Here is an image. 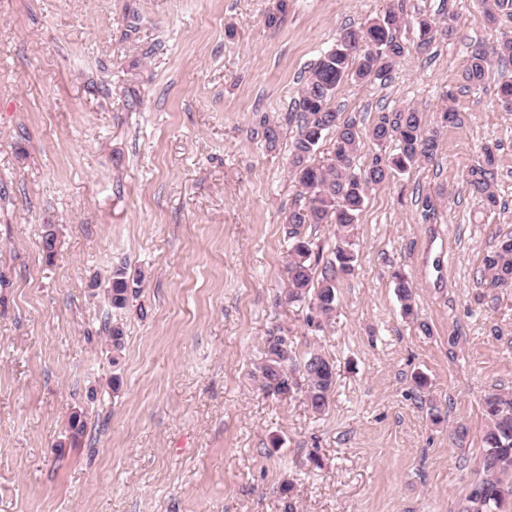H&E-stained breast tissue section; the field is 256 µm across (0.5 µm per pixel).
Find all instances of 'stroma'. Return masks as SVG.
<instances>
[{
    "instance_id": "1",
    "label": "stroma",
    "mask_w": 512,
    "mask_h": 512,
    "mask_svg": "<svg viewBox=\"0 0 512 512\" xmlns=\"http://www.w3.org/2000/svg\"><path fill=\"white\" fill-rule=\"evenodd\" d=\"M276 5L0 0V512H284L286 481L296 512H461L480 479L482 399L512 389V284L483 273L512 232V112L498 100L512 64L478 86L462 74L512 18L489 24L476 0H288L270 28ZM391 6L405 54L333 105L361 128L414 107L439 150L367 192L355 271L315 339L337 372L316 415L250 375L272 327L312 340L280 299L297 128L270 150L262 122L285 117L341 29ZM129 7L142 23L128 40ZM419 13L453 36L416 51ZM448 105L461 122L438 127ZM487 147L493 208L466 183ZM117 266L138 281L121 310L104 299ZM395 293L400 301L401 310L407 317L414 316V290L412 283L402 273H396L394 276Z\"/></svg>"
}]
</instances>
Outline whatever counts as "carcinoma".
I'll return each mask as SVG.
<instances>
[{
	"mask_svg": "<svg viewBox=\"0 0 512 512\" xmlns=\"http://www.w3.org/2000/svg\"><path fill=\"white\" fill-rule=\"evenodd\" d=\"M488 23L503 15L512 18V0H478ZM401 13L390 9L356 28L343 29L333 47L310 69L303 87L294 99L287 122H296L298 134L292 142L289 171L298 187L300 208L288 216L290 248L286 263L285 300L305 311L307 331L317 336L325 331L336 311V292L340 278L354 270V229L363 211L367 190L412 167L425 164L438 152L437 139L423 130L422 115L414 107L382 115L369 130L341 119L331 106L340 84L348 80L373 82L386 79L397 60L405 54L399 38ZM420 49H427L438 38H449L454 27L437 25L427 16L416 19ZM512 63V35L503 33L498 43L487 50L477 46L463 70V80L479 84L489 73L490 62ZM333 135V150L320 163L314 156L322 141ZM371 143L380 148L393 143L391 154L374 155L371 163L357 173L353 168L358 153ZM495 153L484 149L483 161L468 171V183L494 207ZM307 224L334 227L338 245L334 257L323 258V248L303 232ZM484 273L493 285L512 280V233L503 236L495 249L484 257ZM395 293L407 317L414 315L412 283L402 274L394 276ZM131 283L125 268L112 271L106 288L108 304L123 309L129 301ZM294 337L276 326L263 340L251 376L259 388L277 399L303 394L315 413L329 405L336 385L335 365L321 350L310 346L297 357ZM485 428L482 437L481 480L466 496V512H501L512 499V391L495 390L483 398Z\"/></svg>",
	"mask_w": 512,
	"mask_h": 512,
	"instance_id": "cac0c4a2",
	"label": "carcinoma"
}]
</instances>
